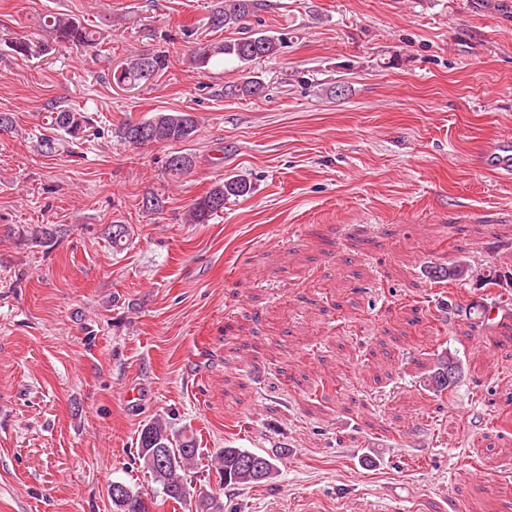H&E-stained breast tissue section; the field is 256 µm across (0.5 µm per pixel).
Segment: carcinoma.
Returning <instances> with one entry per match:
<instances>
[{
  "instance_id": "cac0c4a2",
  "label": "carcinoma",
  "mask_w": 512,
  "mask_h": 512,
  "mask_svg": "<svg viewBox=\"0 0 512 512\" xmlns=\"http://www.w3.org/2000/svg\"><path fill=\"white\" fill-rule=\"evenodd\" d=\"M262 7L261 0H219L210 16L214 29L235 28L242 31L236 38L219 42L201 43L191 56V64L197 69L207 67L211 61L222 58L234 60L245 69L258 59H273L288 46L292 36L290 30H254L248 27L249 17ZM40 31L53 42L65 47L94 46L99 44L101 33L85 26L78 18L62 12H54L40 18ZM168 54L159 50L150 55H137L113 72L112 79L118 83L137 84L147 82L167 68ZM265 85L257 76H247L243 81L224 87V94L234 97H256L264 94ZM49 130L52 134L41 138V151L47 154L56 150L60 138L70 137L91 142L99 130L94 119L84 112L67 108L50 113ZM199 129V119L191 112H157L138 122L128 121L118 129L120 139L131 146L151 143L177 145L189 141ZM196 157L188 152L174 151L166 158L167 173L178 179L191 171ZM251 183L242 176H234L217 182L204 195L192 203L189 220L193 224H207L214 215L224 211V204L232 198L249 195ZM59 230L52 224L20 225L8 229V235L29 244L46 246L57 238ZM112 246L119 247L128 241L131 229L126 224H111L106 230ZM471 264L462 260L453 266H435L430 271L433 279L443 282L470 280L468 270ZM484 288H501L512 283V268L488 265L477 275ZM460 362L456 354L444 349L434 358V364L425 377V390L435 397L452 391L458 379L448 377L452 370L459 371ZM198 455L193 437L173 431L171 422L162 416L148 421L139 432L138 461L143 470L157 485L164 500L176 503L186 501L190 496V482L187 470L190 462ZM218 471L223 483L233 487H253L273 479L277 473L274 458L250 451L246 448L227 447L216 454ZM155 497L124 486L123 501L114 504L115 512H155Z\"/></svg>"
}]
</instances>
